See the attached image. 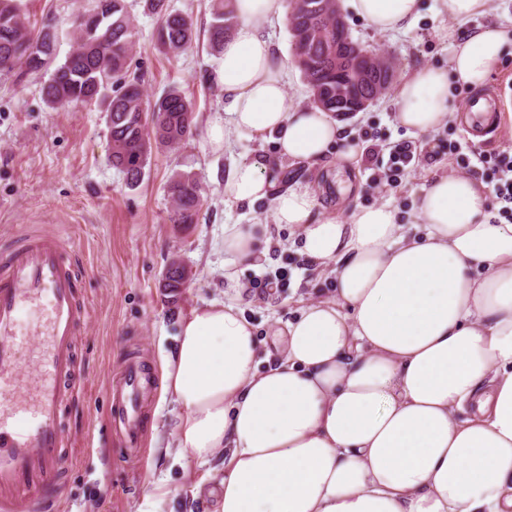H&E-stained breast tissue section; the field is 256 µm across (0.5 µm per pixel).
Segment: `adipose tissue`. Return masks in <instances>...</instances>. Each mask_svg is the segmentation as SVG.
Here are the masks:
<instances>
[{
	"mask_svg": "<svg viewBox=\"0 0 512 512\" xmlns=\"http://www.w3.org/2000/svg\"><path fill=\"white\" fill-rule=\"evenodd\" d=\"M381 33L419 14V0H346ZM239 26L216 79L231 133L277 138L280 154L317 162L356 150L333 113L302 106L263 21L283 0H234ZM446 65H426L395 90L396 120L427 134L454 114L449 89L478 88L512 34L447 32ZM264 159L233 163L224 197L271 199L276 223L300 234L310 263L333 267L334 299L311 303L275 333L271 364L236 309L237 267L259 259L263 224L224 227V286L233 302L196 308L162 363L181 409L178 454L224 462L219 512H512V224H495L485 185L458 175L425 188L422 232L407 237L389 205L314 224L308 186L275 188Z\"/></svg>",
	"mask_w": 512,
	"mask_h": 512,
	"instance_id": "adipose-tissue-1",
	"label": "adipose tissue"
}]
</instances>
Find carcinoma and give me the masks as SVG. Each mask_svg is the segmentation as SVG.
I'll return each mask as SVG.
<instances>
[{
	"label": "carcinoma",
	"mask_w": 512,
	"mask_h": 512,
	"mask_svg": "<svg viewBox=\"0 0 512 512\" xmlns=\"http://www.w3.org/2000/svg\"><path fill=\"white\" fill-rule=\"evenodd\" d=\"M112 8L99 10L100 0L73 21L75 48L57 62L59 31L54 19L31 23L24 0H0V72L19 70L22 76H48L42 95L48 107L98 103L107 113L111 142L109 160L121 170L129 185L141 180L154 149L177 148L188 142L194 126V109L178 89L171 88L156 99L144 95L143 83L129 78L134 26L125 0H111ZM336 0H300L313 7V34L308 38V60L297 64L311 95L357 90L352 77L336 71L331 57L336 33L328 29L326 14ZM159 16L157 39L162 52L177 57L194 42L191 20L169 9L167 0H148ZM212 21L207 46L222 54L224 38L236 28L239 18L232 0H212ZM172 200L170 221L194 224L204 202L199 183L188 174H177L168 184Z\"/></svg>",
	"instance_id": "cac0c4a2"
}]
</instances>
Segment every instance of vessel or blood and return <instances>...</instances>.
<instances>
[{"label":"vessel or blood","mask_w":512,"mask_h":512,"mask_svg":"<svg viewBox=\"0 0 512 512\" xmlns=\"http://www.w3.org/2000/svg\"><path fill=\"white\" fill-rule=\"evenodd\" d=\"M509 99L512 82L470 97V135L486 137L489 114L503 111ZM29 310L41 311L44 321L26 381L19 377V327ZM88 317L73 241L53 228L24 226L0 254V512H60L49 489L60 485L71 445L65 410L84 398L76 332ZM156 383V373L132 354L112 388L111 422L135 458L144 402Z\"/></svg>","instance_id":"1"}]
</instances>
